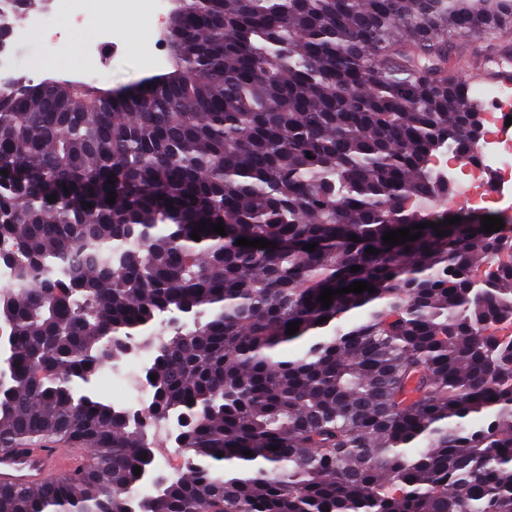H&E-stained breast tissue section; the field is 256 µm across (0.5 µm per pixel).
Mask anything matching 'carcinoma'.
I'll return each instance as SVG.
<instances>
[{
	"mask_svg": "<svg viewBox=\"0 0 512 512\" xmlns=\"http://www.w3.org/2000/svg\"><path fill=\"white\" fill-rule=\"evenodd\" d=\"M502 25L512 0H185L170 74L10 79L0 447L90 457L0 483V512H512V235L446 208L430 164L476 158L458 71ZM146 340L141 419L89 384ZM183 412L186 472L136 496L147 421Z\"/></svg>",
	"mask_w": 512,
	"mask_h": 512,
	"instance_id": "cac0c4a2",
	"label": "carcinoma"
}]
</instances>
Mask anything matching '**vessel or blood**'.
Segmentation results:
<instances>
[{
    "label": "vessel or blood",
    "instance_id": "obj_1",
    "mask_svg": "<svg viewBox=\"0 0 512 512\" xmlns=\"http://www.w3.org/2000/svg\"><path fill=\"white\" fill-rule=\"evenodd\" d=\"M500 47L501 60L495 66L484 68L477 76L478 81H512V36L503 35ZM80 463L78 452L70 447L41 444L0 448V482L22 481L37 488L48 477L73 472Z\"/></svg>",
    "mask_w": 512,
    "mask_h": 512
}]
</instances>
